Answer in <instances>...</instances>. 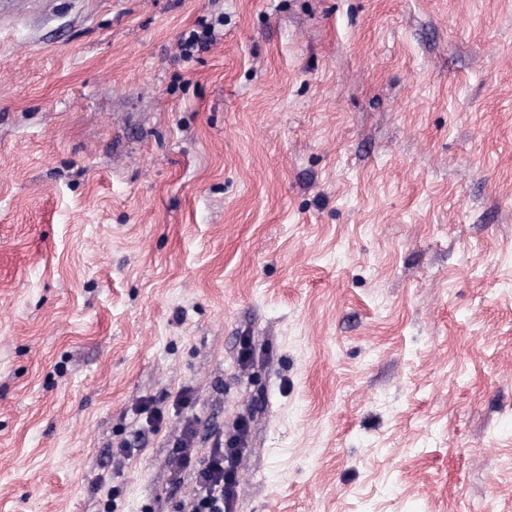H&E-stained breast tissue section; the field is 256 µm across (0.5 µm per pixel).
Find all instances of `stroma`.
<instances>
[{"label": "stroma", "instance_id": "obj_1", "mask_svg": "<svg viewBox=\"0 0 512 512\" xmlns=\"http://www.w3.org/2000/svg\"><path fill=\"white\" fill-rule=\"evenodd\" d=\"M240 419L232 512H512V0H0V512Z\"/></svg>", "mask_w": 512, "mask_h": 512}]
</instances>
